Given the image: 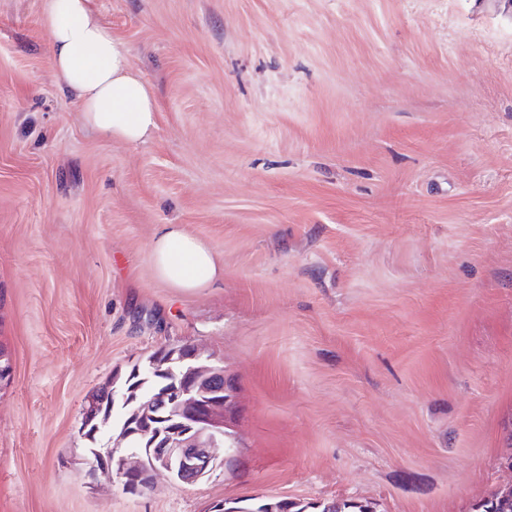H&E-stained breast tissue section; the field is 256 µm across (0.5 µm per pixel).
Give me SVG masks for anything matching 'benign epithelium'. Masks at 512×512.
<instances>
[{
  "mask_svg": "<svg viewBox=\"0 0 512 512\" xmlns=\"http://www.w3.org/2000/svg\"><path fill=\"white\" fill-rule=\"evenodd\" d=\"M163 352L164 358L149 360L148 372L163 378L175 377L178 382L149 401L162 413L161 425L147 448L155 461L153 467L145 469L142 454L134 448L119 455L114 448L89 449L88 464L95 470L112 473L125 494H143L161 473L193 484L224 467L229 460L226 455L216 456L214 449L226 445L224 408L233 395V386L223 382L216 389L219 397L201 400L189 374L194 369L193 362L199 360V352H188L180 345L165 346Z\"/></svg>",
  "mask_w": 512,
  "mask_h": 512,
  "instance_id": "1",
  "label": "benign epithelium"
}]
</instances>
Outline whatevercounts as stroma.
<instances>
[{
    "label": "stroma",
    "instance_id": "obj_1",
    "mask_svg": "<svg viewBox=\"0 0 512 512\" xmlns=\"http://www.w3.org/2000/svg\"><path fill=\"white\" fill-rule=\"evenodd\" d=\"M91 4L153 93L145 144L84 124L45 0H0V512H470L512 480V0ZM165 224L223 277L159 281ZM183 344L234 382V468L88 476L91 395ZM224 500L211 507V512H376L366 503L353 500L290 501L280 498H247ZM237 509L235 511L232 508Z\"/></svg>",
    "mask_w": 512,
    "mask_h": 512
}]
</instances>
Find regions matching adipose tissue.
Listing matches in <instances>:
<instances>
[{
  "mask_svg": "<svg viewBox=\"0 0 512 512\" xmlns=\"http://www.w3.org/2000/svg\"><path fill=\"white\" fill-rule=\"evenodd\" d=\"M42 24L58 84L80 101L86 126L107 140L146 142L157 127L150 87L90 0H47ZM150 261L158 280L181 291L207 287L222 273L215 248L175 224L155 235Z\"/></svg>",
  "mask_w": 512,
  "mask_h": 512,
  "instance_id": "adipose-tissue-1",
  "label": "adipose tissue"
}]
</instances>
